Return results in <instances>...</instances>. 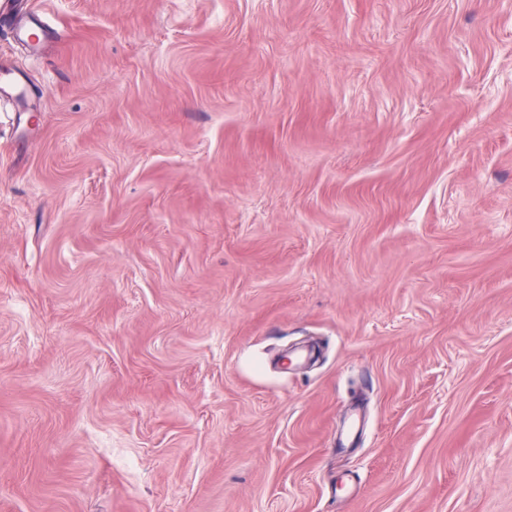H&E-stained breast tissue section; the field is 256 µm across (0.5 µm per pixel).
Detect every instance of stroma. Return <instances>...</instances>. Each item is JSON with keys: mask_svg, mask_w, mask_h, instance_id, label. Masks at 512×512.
Wrapping results in <instances>:
<instances>
[{"mask_svg": "<svg viewBox=\"0 0 512 512\" xmlns=\"http://www.w3.org/2000/svg\"><path fill=\"white\" fill-rule=\"evenodd\" d=\"M23 11L0 512H512V0Z\"/></svg>", "mask_w": 512, "mask_h": 512, "instance_id": "stroma-1", "label": "stroma"}]
</instances>
